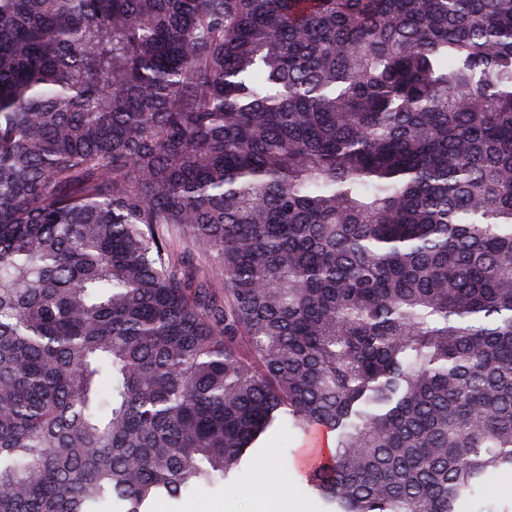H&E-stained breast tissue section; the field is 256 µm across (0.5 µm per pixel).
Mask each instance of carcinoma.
<instances>
[{
  "label": "carcinoma",
  "instance_id": "carcinoma-1",
  "mask_svg": "<svg viewBox=\"0 0 512 512\" xmlns=\"http://www.w3.org/2000/svg\"><path fill=\"white\" fill-rule=\"evenodd\" d=\"M285 416L333 512L512 471V0H0V512Z\"/></svg>",
  "mask_w": 512,
  "mask_h": 512
}]
</instances>
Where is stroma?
I'll use <instances>...</instances> for the list:
<instances>
[{"instance_id":"obj_1","label":"stroma","mask_w":512,"mask_h":512,"mask_svg":"<svg viewBox=\"0 0 512 512\" xmlns=\"http://www.w3.org/2000/svg\"><path fill=\"white\" fill-rule=\"evenodd\" d=\"M314 440L311 433L281 424L267 434L261 453L246 461L233 481L195 488L173 501L168 512H275L279 498L284 495L292 499L294 512H325L323 502L299 472L301 458ZM263 466L268 468L272 484L265 496L259 497L253 487ZM487 485V492L477 493L463 512H512V474L491 475Z\"/></svg>"}]
</instances>
